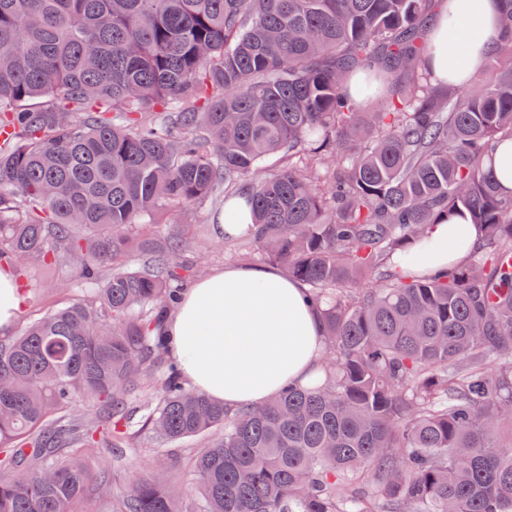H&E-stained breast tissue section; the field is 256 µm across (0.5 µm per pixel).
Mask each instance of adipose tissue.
Listing matches in <instances>:
<instances>
[{
	"mask_svg": "<svg viewBox=\"0 0 512 512\" xmlns=\"http://www.w3.org/2000/svg\"><path fill=\"white\" fill-rule=\"evenodd\" d=\"M467 2L461 12L454 0H443L430 29L435 50L424 64L438 80H447L452 59L459 78L474 77L501 41L499 0ZM476 239V229L456 217L430 225L413 252L436 271L465 260ZM22 304L14 269L0 266V335L11 332ZM164 329L184 377L230 408L314 378L324 343L319 308L275 267L227 266L194 282Z\"/></svg>",
	"mask_w": 512,
	"mask_h": 512,
	"instance_id": "ef3b65f1",
	"label": "adipose tissue"
}]
</instances>
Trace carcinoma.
<instances>
[{"instance_id":"obj_1","label":"carcinoma","mask_w":512,"mask_h":512,"mask_svg":"<svg viewBox=\"0 0 512 512\" xmlns=\"http://www.w3.org/2000/svg\"><path fill=\"white\" fill-rule=\"evenodd\" d=\"M501 2L492 74L458 97L424 73L436 0H0V264L65 258L93 290L0 342V512H74L84 460L131 439L137 375L159 438L221 436L192 499L160 463L115 492L100 459L112 512H512V194L487 166L512 142ZM356 74L388 82L378 107ZM235 187L242 236L307 286L325 346L314 380L231 409L166 358L197 273L183 239L134 228ZM456 216L471 256L404 273Z\"/></svg>"}]
</instances>
